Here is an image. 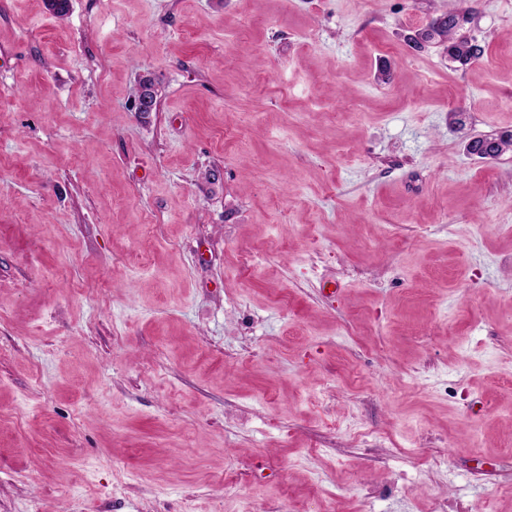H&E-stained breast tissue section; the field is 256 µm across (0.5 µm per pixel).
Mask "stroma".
Segmentation results:
<instances>
[{"label":"stroma","mask_w":512,"mask_h":512,"mask_svg":"<svg viewBox=\"0 0 512 512\" xmlns=\"http://www.w3.org/2000/svg\"><path fill=\"white\" fill-rule=\"evenodd\" d=\"M506 130L512 0H0V512H512ZM469 14L467 11L456 13V27L462 30L463 34L468 37L469 43L466 42L461 33L456 29L453 12L440 14L435 17V22L438 21L439 23L438 28H433L432 33L428 32L425 36V42L438 39L440 42L446 43L448 60L457 64V67H466L472 63L468 44L472 47V52L475 54L479 53L481 47L475 38L469 37L467 32H464L466 28L464 25L468 23ZM496 137H499L503 142H508V140H512V133L503 132ZM496 137H488L486 141L480 144L471 141L468 146L472 155L484 160H494L501 157L504 151L500 139Z\"/></svg>","instance_id":"1"}]
</instances>
